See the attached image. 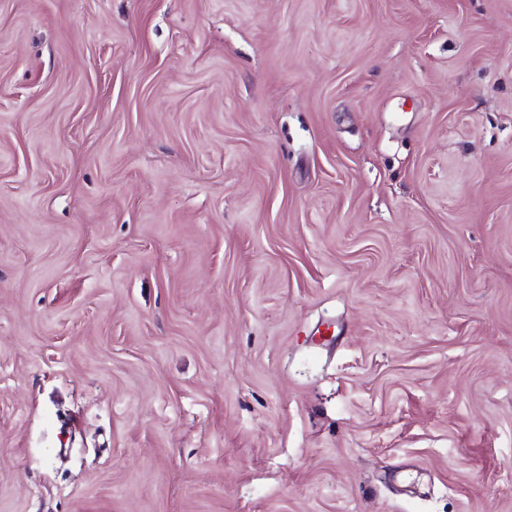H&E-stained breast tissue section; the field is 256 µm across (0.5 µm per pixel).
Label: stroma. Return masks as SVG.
Listing matches in <instances>:
<instances>
[{
  "instance_id": "35a3bbf8",
  "label": "stroma",
  "mask_w": 512,
  "mask_h": 512,
  "mask_svg": "<svg viewBox=\"0 0 512 512\" xmlns=\"http://www.w3.org/2000/svg\"><path fill=\"white\" fill-rule=\"evenodd\" d=\"M0 512H512V0H0Z\"/></svg>"
}]
</instances>
